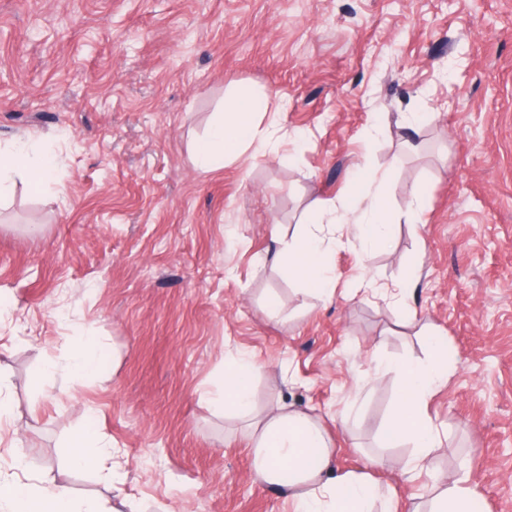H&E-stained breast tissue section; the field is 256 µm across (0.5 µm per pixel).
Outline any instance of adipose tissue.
<instances>
[{"instance_id":"ef3b65f1","label":"adipose tissue","mask_w":512,"mask_h":512,"mask_svg":"<svg viewBox=\"0 0 512 512\" xmlns=\"http://www.w3.org/2000/svg\"><path fill=\"white\" fill-rule=\"evenodd\" d=\"M275 125L260 128L256 114L244 106L220 116L206 138L194 146L193 161L200 168L217 170L246 149L265 153L275 148ZM367 207L329 203L305 218L307 228L295 240L284 243L288 272L304 294L329 296L334 274L329 254L335 241L326 240L323 227H350L364 249L386 246L394 234L389 205L383 191L384 176L368 172ZM403 386L394 413L385 427L383 441L394 447L410 444L413 454L404 464L407 480L429 474L431 455L442 447L445 433L426 414L437 385L448 377V361L438 356L428 362L410 360L396 367ZM261 368L242 357L227 366L218 394L209 402L216 411L246 414L251 410V383ZM255 483L278 487L293 506V512H395L380 486L355 473L336 474L334 449L319 423L307 412L282 405L271 410L254 429L253 470ZM425 502L406 503L402 512H473L481 490L470 476L435 481L426 487ZM47 512H102L92 501L75 498L64 484L32 489L0 481V512H33L34 503Z\"/></svg>"}]
</instances>
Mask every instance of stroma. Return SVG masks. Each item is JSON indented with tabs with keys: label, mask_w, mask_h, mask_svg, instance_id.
Returning <instances> with one entry per match:
<instances>
[{
	"label": "stroma",
	"mask_w": 512,
	"mask_h": 512,
	"mask_svg": "<svg viewBox=\"0 0 512 512\" xmlns=\"http://www.w3.org/2000/svg\"><path fill=\"white\" fill-rule=\"evenodd\" d=\"M247 98L279 110L277 150L197 167ZM406 112L433 118L407 130ZM17 143L57 165L51 190L19 176L0 200V478L122 512H292L251 474L256 422L289 404L319 417L337 472L409 501L411 450L379 436L392 363L431 355L424 326L449 366L433 468L480 484L476 512H512V0H0V146ZM368 166L418 221L336 248L312 300L276 241L356 199ZM364 275L411 283L408 310ZM91 337L99 369L75 373ZM243 355L252 410L220 414L203 397ZM89 424L111 454L78 469Z\"/></svg>",
	"instance_id": "35a3bbf8"
}]
</instances>
